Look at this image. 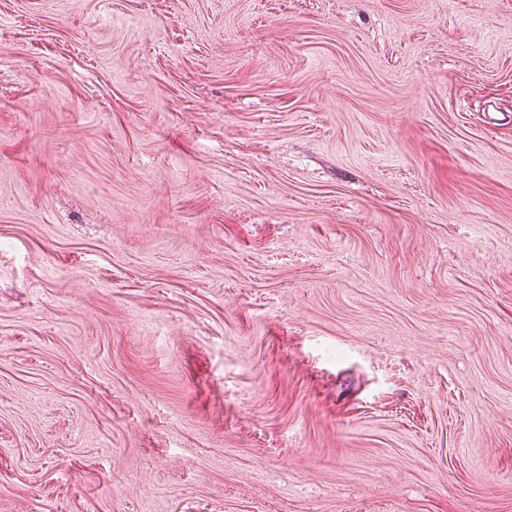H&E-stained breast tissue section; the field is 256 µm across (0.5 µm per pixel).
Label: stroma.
I'll list each match as a JSON object with an SVG mask.
<instances>
[{
  "mask_svg": "<svg viewBox=\"0 0 512 512\" xmlns=\"http://www.w3.org/2000/svg\"><path fill=\"white\" fill-rule=\"evenodd\" d=\"M0 512H512V0H0Z\"/></svg>",
  "mask_w": 512,
  "mask_h": 512,
  "instance_id": "stroma-1",
  "label": "stroma"
}]
</instances>
